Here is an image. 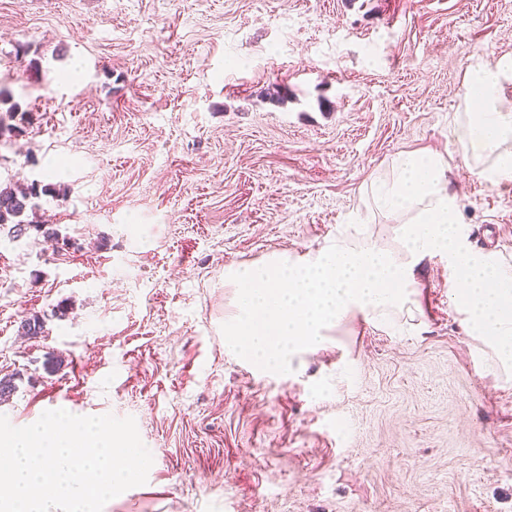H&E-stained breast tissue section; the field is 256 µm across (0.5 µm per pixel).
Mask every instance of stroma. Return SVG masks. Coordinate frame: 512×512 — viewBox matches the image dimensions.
I'll use <instances>...</instances> for the list:
<instances>
[{
    "label": "stroma",
    "instance_id": "35a3bbf8",
    "mask_svg": "<svg viewBox=\"0 0 512 512\" xmlns=\"http://www.w3.org/2000/svg\"><path fill=\"white\" fill-rule=\"evenodd\" d=\"M506 54L512 0H0L26 114L0 185L55 187L57 234L0 226V415L133 417L153 464L103 512H512V380L445 261L415 313L346 320L290 375L221 331L228 268L394 246L365 188L404 151L457 158L464 73ZM452 179L467 243L512 265V181Z\"/></svg>",
    "mask_w": 512,
    "mask_h": 512
}]
</instances>
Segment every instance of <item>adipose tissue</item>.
I'll return each mask as SVG.
<instances>
[{
	"label": "adipose tissue",
	"instance_id": "obj_1",
	"mask_svg": "<svg viewBox=\"0 0 512 512\" xmlns=\"http://www.w3.org/2000/svg\"><path fill=\"white\" fill-rule=\"evenodd\" d=\"M464 84L457 106L463 117L460 161L466 165L474 157L488 159V166L477 169L478 177L512 180V106L504 102V89L512 84V56L492 65L470 64Z\"/></svg>",
	"mask_w": 512,
	"mask_h": 512
}]
</instances>
